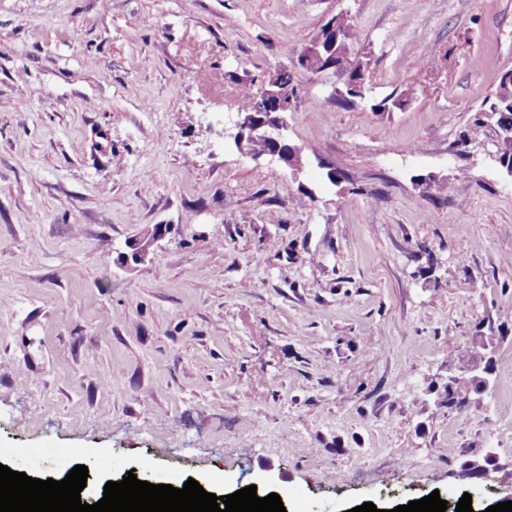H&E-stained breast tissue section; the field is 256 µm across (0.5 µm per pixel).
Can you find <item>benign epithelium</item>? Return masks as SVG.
I'll return each instance as SVG.
<instances>
[{
  "instance_id": "benign-epithelium-1",
  "label": "benign epithelium",
  "mask_w": 512,
  "mask_h": 512,
  "mask_svg": "<svg viewBox=\"0 0 512 512\" xmlns=\"http://www.w3.org/2000/svg\"><path fill=\"white\" fill-rule=\"evenodd\" d=\"M296 65L312 71L322 72L336 69L335 61L324 62L320 51V45L307 46L298 55ZM267 100L268 111L264 112H239L237 113L236 126L239 128L238 141L252 143L265 141L268 149L262 153L253 154L256 159L268 157L272 161H280L285 165L297 168L300 165L299 149L290 145L284 135L288 124L284 114L293 111L294 99H286L279 90L270 87L264 91ZM166 228L156 225L148 237L134 241L130 245L131 254L124 257V263L142 261L148 254L151 244L160 238ZM477 355L459 360L448 365V382L457 387L455 404L465 406L474 396H481L491 386L493 371V356L486 344L484 337H475ZM502 467L499 459L494 454H488L481 459L468 460L461 464V471L467 477H482L491 470Z\"/></svg>"
}]
</instances>
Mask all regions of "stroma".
Listing matches in <instances>:
<instances>
[{"label": "stroma", "mask_w": 512, "mask_h": 512, "mask_svg": "<svg viewBox=\"0 0 512 512\" xmlns=\"http://www.w3.org/2000/svg\"><path fill=\"white\" fill-rule=\"evenodd\" d=\"M339 15L365 99L294 68L302 167L252 159L241 89ZM510 68L512 0H0V464L80 462L88 504L130 472L286 512L511 498L512 178L474 126ZM482 330L492 386L448 408ZM165 231H166V226L163 227L161 224H158L153 228L152 232L149 234V236L147 238L135 240L130 245V249H131L130 256L129 255L124 256V259H123L124 263H126V265H128L130 258L132 259V261L134 263L142 261L147 256L151 244L155 240L160 238L164 234ZM461 471L467 477H482L489 470L502 468L498 457L495 454H487L482 459L468 460L461 464Z\"/></svg>", "instance_id": "1"}]
</instances>
